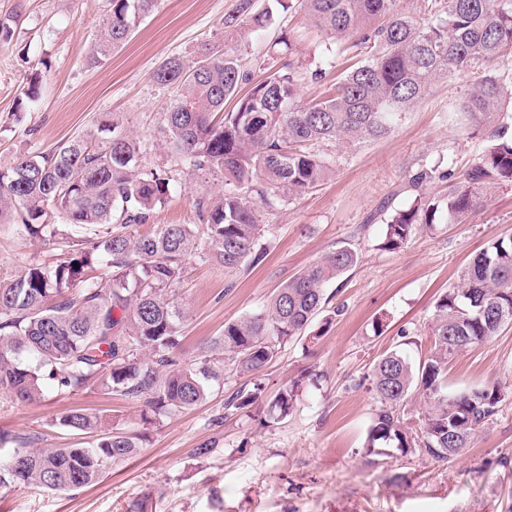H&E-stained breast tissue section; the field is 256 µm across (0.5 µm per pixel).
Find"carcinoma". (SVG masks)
Returning a JSON list of instances; mask_svg holds the SVG:
<instances>
[{
	"label": "carcinoma",
	"mask_w": 512,
	"mask_h": 512,
	"mask_svg": "<svg viewBox=\"0 0 512 512\" xmlns=\"http://www.w3.org/2000/svg\"><path fill=\"white\" fill-rule=\"evenodd\" d=\"M156 0H110L104 33L90 62L108 57L131 37ZM316 26L334 36L357 37L365 58L336 83L334 96L296 104L299 81L292 64L268 68L244 95L249 81L234 55L208 51L191 65L178 57L157 70L178 94L166 112L172 148L198 171L218 172L224 187L195 201L200 224L150 223L169 195V179L141 168L147 144L101 122L97 136H78L46 152L17 159L0 170V217L15 213L33 237L48 235L69 248L52 267L30 264L0 278V394L36 401L46 390L76 395L92 387L142 404L140 422L175 415L202 404L219 377L212 353L238 361L256 374L281 346L301 339L326 312L325 285L359 263L352 245L336 248L281 286L266 309L224 323L192 360L178 357L186 314L169 295L202 232L209 258L235 274L263 260L257 210L288 202L325 178L327 162L312 147L354 143L391 134L435 82L469 72L474 82L461 106L466 128H482L489 144L464 181L440 203L422 194L386 222L380 246L395 251L418 224L438 213L460 221L483 205L491 185L512 183V115L504 113V89L512 86V0H420L419 13L398 0H295ZM272 25L255 0H238L224 26L262 33ZM232 101L231 110L224 109ZM62 219L49 222L51 216ZM87 232L76 246L71 230ZM105 281L86 277L93 264ZM512 324V238H499L478 253L461 275V286L435 303L434 350L412 363L399 350L382 355L367 375L378 409L372 416L366 455H386L390 445L435 460L458 456L493 421L504 400L493 383L450 392L448 359ZM302 379L279 390L271 409L284 419L293 411ZM424 399L419 430L409 429L401 407L412 392ZM261 394L239 388L224 402L230 412L248 409ZM53 426L89 435L87 447L35 448L17 434L18 448L0 455V488L32 485L73 491L96 483L143 447L146 432L110 425L103 417L70 410Z\"/></svg>",
	"instance_id": "cac0c4a2"
}]
</instances>
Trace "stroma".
I'll return each mask as SVG.
<instances>
[{
	"mask_svg": "<svg viewBox=\"0 0 512 512\" xmlns=\"http://www.w3.org/2000/svg\"><path fill=\"white\" fill-rule=\"evenodd\" d=\"M236 4L157 0L131 38L93 65L89 57L107 0H0V21L13 29L11 41L0 43V170L21 156L96 134L100 120L110 117L119 132L148 142L144 165L170 180L154 225L198 223L197 197L221 190L222 178L193 170L167 146L165 114L175 89L156 81L161 64L175 56L194 61L204 44L218 53L233 51L256 80L270 65L289 61L303 76L298 101L307 105L329 97L341 75L363 58L354 37L346 36L336 41L334 67H327L326 47L333 41L303 10L278 0H257L258 8L273 12L268 36L225 28ZM280 33L290 50L267 54L268 37ZM32 79L40 84L33 103L23 95ZM471 84L466 73L440 80L383 139L320 146L328 177L296 200L259 208L267 247L261 264L225 275L204 259L203 242L186 260L175 290L188 312L180 351L189 360L222 333L225 322L258 312L276 288L348 243L360 262L326 286L330 307L340 310L330 327L314 320L310 339L287 343L254 377L225 358L206 403L160 416L140 452L107 470L96 485L60 493L18 485L0 491V512H127L146 495L153 512H512V324L448 364L449 390L498 382L506 391L498 414L469 448L448 461L393 451L373 464L362 453L378 406L367 380L373 363L392 350L414 363L425 358L434 348L437 298L458 285L490 241L512 236L511 183L489 189L483 206L464 222L420 224L402 249L380 247L386 220L413 203V174L436 168L439 177L425 193L445 196L449 180H462L487 146L484 132H463L457 120ZM60 258L57 245L16 233L12 221L0 223V277ZM297 375L304 383L288 418L241 411L213 425L240 387L261 382L265 405ZM72 409L130 428L141 405L95 389L76 396L48 391L34 403L0 395V429L33 436L39 448L88 445L89 436L54 425ZM214 438L219 453L195 457V448ZM215 491L221 504L211 500Z\"/></svg>",
	"mask_w": 512,
	"mask_h": 512,
	"instance_id": "obj_1",
	"label": "stroma"
}]
</instances>
